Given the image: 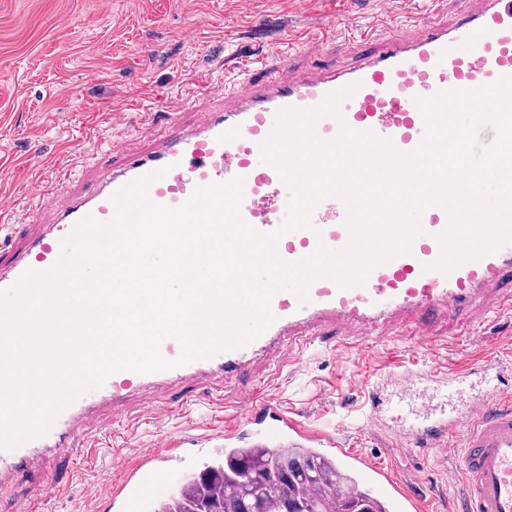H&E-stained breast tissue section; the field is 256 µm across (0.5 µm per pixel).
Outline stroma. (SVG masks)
Wrapping results in <instances>:
<instances>
[{"instance_id": "stroma-1", "label": "stroma", "mask_w": 512, "mask_h": 512, "mask_svg": "<svg viewBox=\"0 0 512 512\" xmlns=\"http://www.w3.org/2000/svg\"><path fill=\"white\" fill-rule=\"evenodd\" d=\"M460 0H0V194L27 213L29 192L39 173L64 163L76 188L91 184L95 155L111 134L107 114L125 115L129 139L139 138L145 116L130 102L169 104L196 76L223 88L225 70L243 57L275 60L307 28H322L333 16L356 29L384 12L447 20ZM362 47L352 41L307 42L297 68L344 66ZM437 340L424 344L412 324H385L375 333L380 346L353 351H267L248 372L196 385L189 413L173 411L167 424L153 423L147 408L128 401L125 413L137 422L121 454L97 450L93 467L61 455L49 457L45 472L63 471L69 489L48 512H116L113 502L87 501L84 484L105 490L120 482L135 451L185 433L206 436L220 428L225 410L245 395H276L310 427L342 433L348 448L400 478L424 477L428 512H453L463 476H449L459 446L422 461L401 454L391 428L365 426L362 385L379 378L389 358L405 365L445 367L458 361L492 358L505 366L512 385V315L481 322L478 310L441 318ZM44 472V473H45Z\"/></svg>"}]
</instances>
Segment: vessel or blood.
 Wrapping results in <instances>:
<instances>
[{
  "mask_svg": "<svg viewBox=\"0 0 512 512\" xmlns=\"http://www.w3.org/2000/svg\"><path fill=\"white\" fill-rule=\"evenodd\" d=\"M360 39L373 43V50L344 68L313 67L287 76L278 65L243 62L223 92L222 105L198 122H181L176 112L152 113L151 144L134 147L122 139L113 141V151L124 160L97 170L92 191L42 181L33 187L34 210L54 207L52 223H13L12 209L0 204V291L14 286L27 270L53 268L63 240L79 221L90 216L110 222L116 213L113 195L158 170L162 178L147 188L154 204L176 208L196 188L239 177L243 220L262 233L279 230L289 216L292 192L277 169L263 162L262 145L280 111L316 108L332 92L351 85L355 91L340 101L337 115L316 121V136L330 141L346 126L372 132L390 141L397 152L410 153L420 145L426 129L417 99L449 90H475L512 76V0H462L449 22L382 16L375 27L361 32ZM449 224L443 206L427 207L420 216L422 232L409 252L375 266L364 283L343 288L320 277L309 285L303 301L291 290L277 291L270 302L271 324L243 346L169 370L146 374L123 370L110 375L68 404L45 433L14 447H0V481L20 471L42 469L49 451L85 456L88 448L98 446V438L81 447L74 441L100 408H116L132 397L153 407L155 422H163L172 407L187 408L193 401L184 396L172 407L155 405L153 392L158 386L189 384L208 375L233 377L247 369L259 352L326 344L321 333L326 325L339 329L337 348L362 350L373 344V329L386 321L399 324L411 317L426 331L438 314L470 311L484 296L493 297L494 310L511 311L512 291H506L505 285L512 279V243L444 271L436 263L442 254L439 237ZM350 239L346 205L329 196L315 206L311 228L282 233L276 251L283 261L295 263L321 245L343 250ZM501 374L497 361L491 359L448 370L394 367L363 387L368 425H385L387 411L395 410L400 422L396 436L407 450H439L459 443L462 452L456 466L467 482L454 512H512V394L471 387L475 380ZM417 384L422 387L417 399L404 397V389ZM247 421L256 426L252 447L329 450L337 461L355 468L372 492L389 501L390 512H421L417 482L393 477L368 456L347 450L341 435L310 428L295 412L270 400L250 398L239 411L226 414L225 450L234 448ZM181 445L174 439L142 450L137 464L113 491L121 512H141L148 500L162 512L164 501L158 492L173 476L171 461L186 459ZM62 490L61 479H46L15 499L10 512H36L37 505L57 499Z\"/></svg>",
  "mask_w": 512,
  "mask_h": 512,
  "instance_id": "obj_1",
  "label": "vessel or blood"
}]
</instances>
